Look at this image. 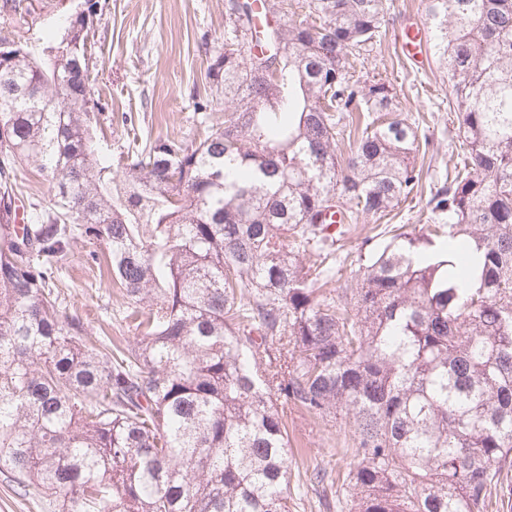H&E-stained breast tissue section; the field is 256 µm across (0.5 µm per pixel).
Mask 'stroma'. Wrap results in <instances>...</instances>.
Segmentation results:
<instances>
[{
	"instance_id": "stroma-1",
	"label": "stroma",
	"mask_w": 512,
	"mask_h": 512,
	"mask_svg": "<svg viewBox=\"0 0 512 512\" xmlns=\"http://www.w3.org/2000/svg\"><path fill=\"white\" fill-rule=\"evenodd\" d=\"M225 0H98L92 32L95 48L89 61L93 98L98 103L100 129L113 146L123 145L129 132L140 143L159 138L189 139L196 132L197 113L190 90H206L204 46L224 44ZM386 37L365 60V77L391 80L404 117L415 122L428 148L417 197L389 216L362 215L344 250L371 253L389 241L384 229L404 225L421 232L427 223V201L434 185L453 171L458 150L455 125L448 107V76L438 63L420 69L400 52L401 36L412 26L423 32L428 0H393ZM60 288L68 309L79 310L106 343L123 346L130 334L121 320L124 300L112 281L107 250L96 242H77L62 262ZM290 487L297 495L295 512H330L336 501L334 485H314L309 477L317 466L336 471L337 448L349 443L351 432L334 422L303 411H288Z\"/></svg>"
}]
</instances>
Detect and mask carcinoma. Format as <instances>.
<instances>
[{"label":"carcinoma","mask_w":512,"mask_h":512,"mask_svg":"<svg viewBox=\"0 0 512 512\" xmlns=\"http://www.w3.org/2000/svg\"><path fill=\"white\" fill-rule=\"evenodd\" d=\"M0 0V213L16 163L52 207L0 216V473L59 512H290L280 409L353 432L336 492L352 512H500L512 469V0H429L463 161L430 189L428 233L390 229L336 280L355 214L418 192V136L355 61L391 0H304L264 25L228 0L211 91L237 102L198 142L127 147L112 167L87 91L83 0L48 26ZM276 66L266 84L255 64ZM355 130L349 151L339 143ZM99 241L133 342L91 340L59 261Z\"/></svg>","instance_id":"1"}]
</instances>
